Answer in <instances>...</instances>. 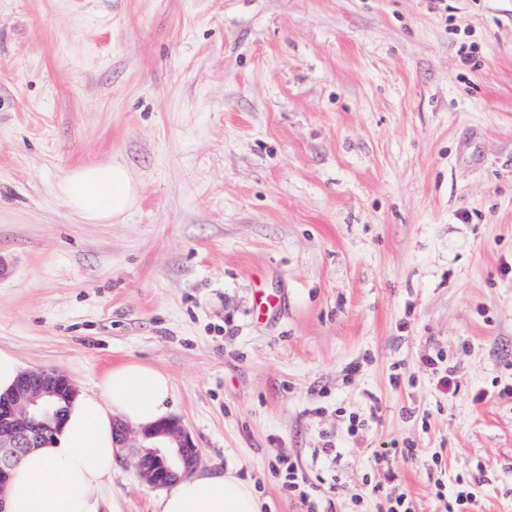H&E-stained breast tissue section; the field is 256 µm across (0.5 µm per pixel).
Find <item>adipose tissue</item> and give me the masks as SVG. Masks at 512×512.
<instances>
[{"instance_id":"obj_1","label":"adipose tissue","mask_w":512,"mask_h":512,"mask_svg":"<svg viewBox=\"0 0 512 512\" xmlns=\"http://www.w3.org/2000/svg\"><path fill=\"white\" fill-rule=\"evenodd\" d=\"M59 192L91 223L120 217L138 198L127 167L117 161L68 172ZM174 395L170 375L153 365L128 361L106 369L92 388L69 399L59 427L22 456L0 494V507L5 512H103L122 456L116 423L149 428L165 419ZM154 507L155 512H260L252 488L230 469L173 480Z\"/></svg>"}]
</instances>
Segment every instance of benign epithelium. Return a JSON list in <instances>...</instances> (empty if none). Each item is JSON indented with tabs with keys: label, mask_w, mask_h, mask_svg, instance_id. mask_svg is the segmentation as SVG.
<instances>
[{
	"label": "benign epithelium",
	"mask_w": 512,
	"mask_h": 512,
	"mask_svg": "<svg viewBox=\"0 0 512 512\" xmlns=\"http://www.w3.org/2000/svg\"><path fill=\"white\" fill-rule=\"evenodd\" d=\"M74 394L66 376L36 369L23 373L11 394L0 396V497L18 459L53 430L63 412L60 403ZM142 435L152 445L133 454V466L148 484L165 485L197 465L199 449L178 424L165 421Z\"/></svg>",
	"instance_id": "benign-epithelium-1"
}]
</instances>
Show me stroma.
Here are the masks:
<instances>
[{
  "mask_svg": "<svg viewBox=\"0 0 512 512\" xmlns=\"http://www.w3.org/2000/svg\"><path fill=\"white\" fill-rule=\"evenodd\" d=\"M112 160L138 201L85 223L57 187ZM0 348L79 390L164 370L197 472L261 512H301L286 454L324 512H378L361 478L406 446L418 512L438 450L512 512V0H0ZM129 443L113 507L153 512ZM418 363L437 376V386L453 395L458 390V382L447 358L439 350L430 349L418 358Z\"/></svg>",
  "mask_w": 512,
  "mask_h": 512,
  "instance_id": "35a3bbf8",
  "label": "stroma"
}]
</instances>
